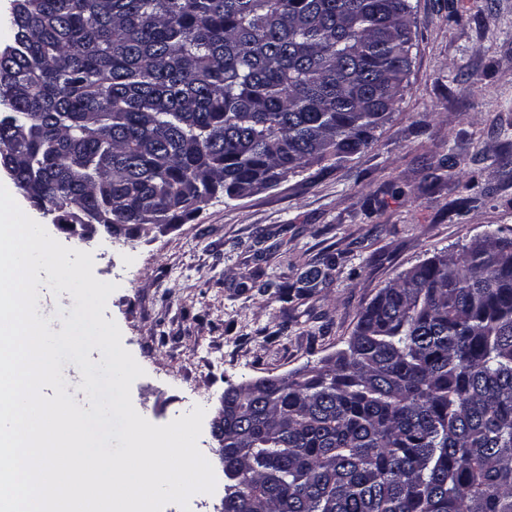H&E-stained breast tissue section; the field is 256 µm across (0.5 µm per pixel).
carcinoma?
I'll return each instance as SVG.
<instances>
[{
	"label": "carcinoma",
	"mask_w": 512,
	"mask_h": 512,
	"mask_svg": "<svg viewBox=\"0 0 512 512\" xmlns=\"http://www.w3.org/2000/svg\"><path fill=\"white\" fill-rule=\"evenodd\" d=\"M410 0H11L0 173L53 223L181 224L368 149ZM224 512H512V236L381 289L333 367L224 392Z\"/></svg>",
	"instance_id": "cac0c4a2"
}]
</instances>
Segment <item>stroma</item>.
Wrapping results in <instances>:
<instances>
[{"mask_svg":"<svg viewBox=\"0 0 512 512\" xmlns=\"http://www.w3.org/2000/svg\"><path fill=\"white\" fill-rule=\"evenodd\" d=\"M411 70L397 110L367 150L315 165L192 218L133 238L79 242L19 206L116 283L103 316L143 368L135 410L164 425L194 407L212 421L227 389L285 376L346 349L360 312L411 267L456 254L487 226L512 228V0H411ZM475 198L454 213L453 204ZM328 270L304 290L306 265ZM52 332L76 305L39 270Z\"/></svg>","mask_w":512,"mask_h":512,"instance_id":"1","label":"stroma"}]
</instances>
